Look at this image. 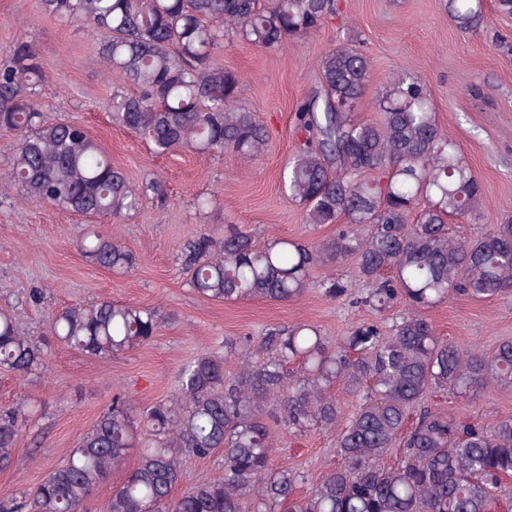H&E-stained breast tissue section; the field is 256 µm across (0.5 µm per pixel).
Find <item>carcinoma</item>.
Segmentation results:
<instances>
[{"label": "carcinoma", "mask_w": 512, "mask_h": 512, "mask_svg": "<svg viewBox=\"0 0 512 512\" xmlns=\"http://www.w3.org/2000/svg\"><path fill=\"white\" fill-rule=\"evenodd\" d=\"M42 11L96 37L94 50L137 92L112 93V117L144 138L157 155L183 149L205 156L254 159L268 132L236 106L241 78L210 64L232 33L274 49L318 30L341 14L339 0H40ZM463 32L485 21L483 0H447ZM320 88L297 108L305 137L283 172L282 189L304 208L308 224L336 225L313 244L226 224L188 242L184 270L202 298L293 302L312 268L355 265L364 295L351 285H325L331 297L383 314L407 313L387 330L363 322L336 344L310 324L276 326L261 338L258 361L224 376V359L202 355L184 367L169 400L138 407L116 396L63 465L28 494V506L0 500V512H82L100 483L125 464L137 466L112 491L104 512H500L511 505L512 417L482 427L429 406L448 391L474 399L490 385L512 386V340L487 354L436 336L425 313L452 295L485 300L512 296V218L473 239L448 221L482 216L485 188L458 142L439 124L426 84L401 70L378 89L377 122L357 117L372 64L355 44L326 52ZM42 60L26 40L0 58V131L9 144L6 175L26 199L84 216L119 218L164 196L149 180L132 188L100 145L76 124L54 119L40 104ZM92 264L124 272L137 259L116 238L94 232L81 245ZM160 327L156 311L101 300L72 304L50 320L57 341L95 359L148 344ZM43 344L24 335L0 310V366L20 376L43 367ZM300 363L293 374L287 366ZM341 383L358 397L342 413L330 393ZM276 405L293 433L318 426L335 436L338 464L307 497L303 476L273 464L266 420ZM31 410L0 406V471L14 465ZM400 443L393 463L389 451ZM224 457V479L203 480L172 497L185 457Z\"/></svg>", "instance_id": "cac0c4a2"}]
</instances>
